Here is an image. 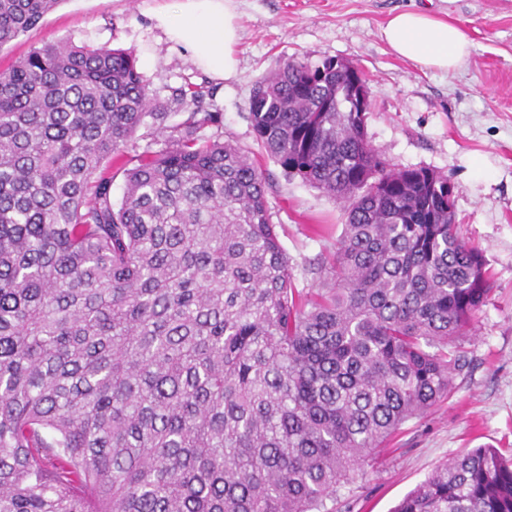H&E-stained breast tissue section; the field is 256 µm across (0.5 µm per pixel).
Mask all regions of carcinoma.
Returning <instances> with one entry per match:
<instances>
[{
  "mask_svg": "<svg viewBox=\"0 0 512 512\" xmlns=\"http://www.w3.org/2000/svg\"><path fill=\"white\" fill-rule=\"evenodd\" d=\"M59 2L0 0V48ZM350 81L293 58L249 99L267 156L346 215L301 288L202 89L169 128L131 50L59 40L0 72V512H329L448 398L493 281L448 176L390 167L326 106ZM393 512H512V458L472 448Z\"/></svg>",
  "mask_w": 512,
  "mask_h": 512,
  "instance_id": "carcinoma-1",
  "label": "carcinoma"
}]
</instances>
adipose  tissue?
Masks as SVG:
<instances>
[{
  "label": "adipose tissue",
  "instance_id": "adipose-tissue-1",
  "mask_svg": "<svg viewBox=\"0 0 512 512\" xmlns=\"http://www.w3.org/2000/svg\"><path fill=\"white\" fill-rule=\"evenodd\" d=\"M154 19L168 40L219 81L238 75L239 28L233 0H179ZM392 52L427 69L451 72L469 58L472 42L457 25L422 10L392 15L381 29Z\"/></svg>",
  "mask_w": 512,
  "mask_h": 512
}]
</instances>
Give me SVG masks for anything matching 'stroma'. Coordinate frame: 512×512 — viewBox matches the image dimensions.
I'll return each instance as SVG.
<instances>
[{
	"label": "stroma",
	"mask_w": 512,
	"mask_h": 512,
	"mask_svg": "<svg viewBox=\"0 0 512 512\" xmlns=\"http://www.w3.org/2000/svg\"><path fill=\"white\" fill-rule=\"evenodd\" d=\"M170 0H62L0 48V70L58 40L133 50L168 125L185 117L179 88L205 92L223 132L259 158L280 240L298 267L327 254L346 220L341 205L288 178L263 156L248 120L253 84L292 57L345 58L366 76L370 144L392 165L429 167L455 186L457 230L485 256L494 288L456 343L470 365L453 394L372 453L336 495V512H392L439 463L490 445L512 453V0H235L239 73L218 82L172 47L153 14ZM421 8L461 27L473 48L443 73L397 57L381 36L391 14Z\"/></svg>",
	"instance_id": "stroma-1"
}]
</instances>
